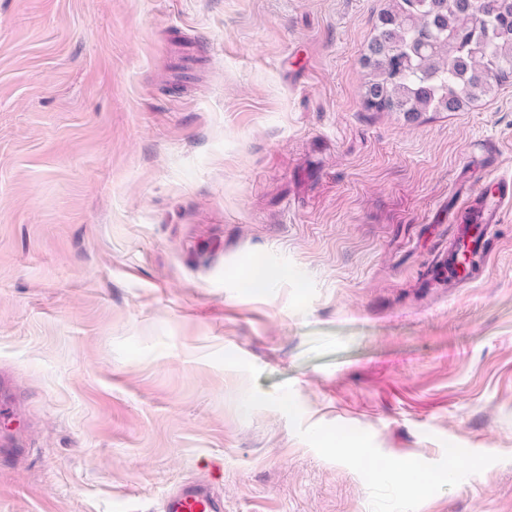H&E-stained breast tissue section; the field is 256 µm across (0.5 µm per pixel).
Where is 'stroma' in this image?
Returning <instances> with one entry per match:
<instances>
[{
    "instance_id": "1",
    "label": "stroma",
    "mask_w": 512,
    "mask_h": 512,
    "mask_svg": "<svg viewBox=\"0 0 512 512\" xmlns=\"http://www.w3.org/2000/svg\"><path fill=\"white\" fill-rule=\"evenodd\" d=\"M385 6L0 0V512H512V84L368 109ZM512 202V177L498 175L490 179L489 191H478L466 194L461 199V209L465 222L480 225L479 235L466 241V232H462L460 240L448 248V263L453 262L454 255L460 246H465L486 262L494 252L495 231L500 224L502 212ZM471 247L473 250H471ZM210 476L177 484L162 499L160 512H223L224 499L215 494Z\"/></svg>"
}]
</instances>
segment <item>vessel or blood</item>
Masks as SVG:
<instances>
[{"instance_id":"obj_1","label":"vessel or blood","mask_w":512,"mask_h":512,"mask_svg":"<svg viewBox=\"0 0 512 512\" xmlns=\"http://www.w3.org/2000/svg\"><path fill=\"white\" fill-rule=\"evenodd\" d=\"M512 205V177L498 175L490 180V188L467 194L460 206L466 222L479 225L477 237L467 244L481 258H489L495 247V231L502 213ZM160 512H224V500L213 490L211 477L202 476L177 484L163 498Z\"/></svg>"}]
</instances>
